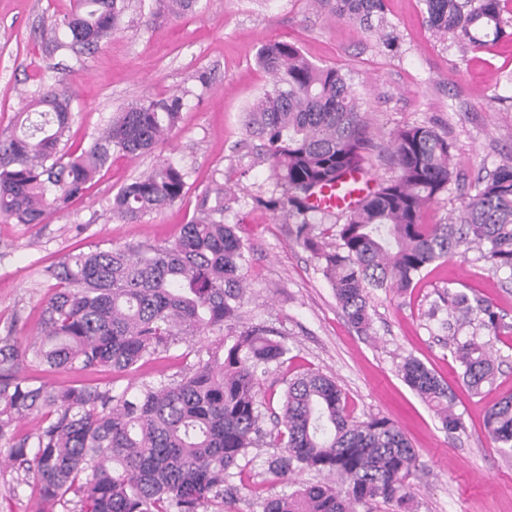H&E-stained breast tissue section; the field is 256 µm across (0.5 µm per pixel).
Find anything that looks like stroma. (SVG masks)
Listing matches in <instances>:
<instances>
[{"label": "stroma", "instance_id": "1", "mask_svg": "<svg viewBox=\"0 0 512 512\" xmlns=\"http://www.w3.org/2000/svg\"><path fill=\"white\" fill-rule=\"evenodd\" d=\"M384 5L395 38L390 50L375 33L334 17L318 0H200L194 13L149 28L141 24L140 0H128L120 31L87 55L53 50L42 37L70 12L72 0H0V131L11 127L41 79L63 80L74 91L70 151L128 102L173 94L185 102L164 144L134 159L113 155L67 211L34 227L0 217V337L11 325L19 338L37 334L50 291L45 266L94 243L122 248L173 240L194 215L202 190L219 180L230 190L224 221L234 226L249 257L240 321L264 326L288 348L287 363L261 383L270 411L281 407L283 379L310 370L332 376L352 418L387 417L410 440L416 451L411 512H512V457L493 447L483 425L488 407L512 394V279L472 252L435 263L405 293L370 294L372 331L365 336L348 321L317 259L296 244L287 219L255 202L271 195L275 178L268 164L242 148V116L271 81L255 56L272 40L294 43L313 63L351 77L372 144L364 162L369 188L397 176L389 152L398 130L428 125L448 140L454 176L447 192L424 210L423 223L457 216L462 196L475 194L479 178L512 164V0H505L501 14L505 36L478 50L429 29L422 0ZM200 71L211 75L208 89L194 79ZM166 159L191 170L183 201L135 224L113 219V194ZM449 289L491 300L503 323L490 339L497 379L480 396L462 381L448 330L429 316ZM207 343L204 337L179 341L129 374L76 368L35 376L54 386L120 391L144 380L179 378ZM408 355L448 384L463 431L446 432L404 383L398 365ZM272 454L269 447L251 449L233 512H261L264 499L321 481V474L299 470L288 481L276 479L266 471ZM18 478L0 465V512H41L37 496L18 486Z\"/></svg>", "mask_w": 512, "mask_h": 512}]
</instances>
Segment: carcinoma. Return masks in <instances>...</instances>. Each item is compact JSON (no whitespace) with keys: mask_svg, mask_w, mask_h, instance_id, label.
I'll list each match as a JSON object with an SVG mask.
<instances>
[{"mask_svg":"<svg viewBox=\"0 0 512 512\" xmlns=\"http://www.w3.org/2000/svg\"><path fill=\"white\" fill-rule=\"evenodd\" d=\"M425 21L464 48L504 36L501 0H422ZM338 18L382 29L384 0H320ZM198 0H152L145 24L196 11ZM126 0H73L70 14L46 32L57 49L92 52L121 26ZM272 83L243 117L244 146L269 162L279 194L255 203L295 220L294 239L318 259L349 322L369 334L371 289L405 292L432 264L476 251L497 272L512 276V165L479 181L457 222L425 224L423 209L452 180L448 140L426 125L399 130L390 156L393 180L347 211L334 225L329 250L314 233L311 196L360 169L368 148L366 121L349 78L310 62L291 43L257 51ZM74 96L62 80H39L13 130L0 137V217L42 224L80 198L115 153L156 150L173 130L184 96L136 100L116 112L87 146L61 148ZM189 172L162 161L122 186L110 200L113 217L137 223L180 202ZM246 249L224 223V185L201 194L196 215L172 242L127 248L98 244L45 267L52 292L41 308L39 339L19 346L9 328L0 339V456L38 493L48 512H225L237 501L235 470L249 450L279 449L267 471L326 472L335 481L301 486L267 498L262 512H356L369 501L387 512H409L408 482L415 450L388 418L354 420L336 381L316 371L284 380L281 414L264 427L268 410L261 378L288 361L285 345L257 325H241L232 342L220 337L175 381H143L134 392L37 383L25 369L105 368L129 373L181 336L222 333L236 321L245 295ZM443 303L456 321L480 317L492 334L501 327L493 305L461 291ZM462 379L478 395L498 367L487 343L453 339ZM405 384L430 404L443 428L463 429L448 385L421 360L398 367ZM42 415L17 436L14 426ZM495 447L512 454V395L487 411Z\"/></svg>","mask_w":512,"mask_h":512,"instance_id":"1","label":"carcinoma"}]
</instances>
